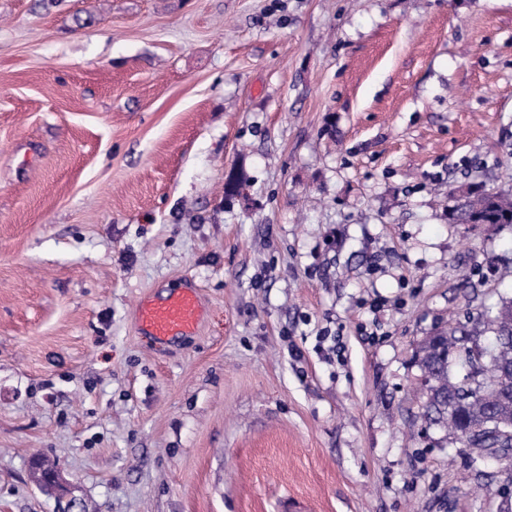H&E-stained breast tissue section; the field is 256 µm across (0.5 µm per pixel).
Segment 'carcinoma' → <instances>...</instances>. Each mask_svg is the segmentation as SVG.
Returning <instances> with one entry per match:
<instances>
[{"instance_id": "1", "label": "carcinoma", "mask_w": 512, "mask_h": 512, "mask_svg": "<svg viewBox=\"0 0 512 512\" xmlns=\"http://www.w3.org/2000/svg\"><path fill=\"white\" fill-rule=\"evenodd\" d=\"M457 224H512V199L501 191L467 194L449 213ZM512 297H502L470 319L473 329L459 323L441 330L448 340V364L426 355L420 347L421 369L431 374L423 417L429 424L448 426L455 442L470 450L469 464L477 467L512 448V393L500 387L503 372L512 371ZM474 370L473 383L461 371Z\"/></svg>"}]
</instances>
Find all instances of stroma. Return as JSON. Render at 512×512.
Instances as JSON below:
<instances>
[{
	"label": "stroma",
	"mask_w": 512,
	"mask_h": 512,
	"mask_svg": "<svg viewBox=\"0 0 512 512\" xmlns=\"http://www.w3.org/2000/svg\"><path fill=\"white\" fill-rule=\"evenodd\" d=\"M512 0H0V512H512L418 350L512 262ZM193 281L164 346L147 297ZM449 216L457 224H512V199L503 191L468 193L458 200ZM201 311L198 289L183 285L160 300H143L137 312V327L154 344L165 345L192 334L200 322ZM31 463L33 470L43 478V481H38L41 490L54 495L60 504L57 512H80V499L73 495V488L62 474L41 462L46 471L51 470L44 473L38 458H34Z\"/></svg>",
	"instance_id": "stroma-1"
}]
</instances>
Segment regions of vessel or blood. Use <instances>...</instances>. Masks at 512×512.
<instances>
[{"mask_svg":"<svg viewBox=\"0 0 512 512\" xmlns=\"http://www.w3.org/2000/svg\"><path fill=\"white\" fill-rule=\"evenodd\" d=\"M201 311L198 289L182 286L162 299L143 300L137 312V327L142 336L163 345L192 334L200 322Z\"/></svg>","mask_w":512,"mask_h":512,"instance_id":"vessel-or-blood-1","label":"vessel or blood"}]
</instances>
